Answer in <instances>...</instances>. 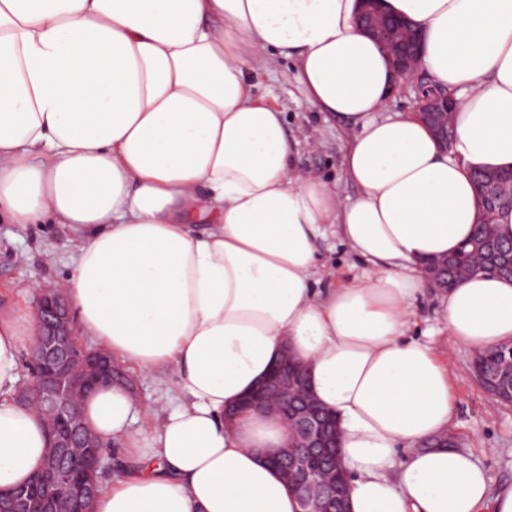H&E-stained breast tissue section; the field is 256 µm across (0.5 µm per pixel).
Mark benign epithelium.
<instances>
[{
    "mask_svg": "<svg viewBox=\"0 0 512 512\" xmlns=\"http://www.w3.org/2000/svg\"><path fill=\"white\" fill-rule=\"evenodd\" d=\"M360 25L387 51L399 81L411 79L419 68L421 31L410 25L390 23L382 0H364ZM455 100L446 94L418 98L417 117L434 137L448 147V128ZM487 207L482 221L494 216L495 202L512 200V177L497 172L482 175ZM478 253H462L453 262L456 279L480 271H497L496 248L477 245ZM430 287L448 290V259L422 267ZM38 341L29 348L28 385L16 396L24 407L38 410L50 427L51 440L39 479L43 494L36 498L30 485L0 489V512H90L98 495L103 467L98 448L102 443L82 418V400L102 386L113 384L117 362L104 350L79 342L74 318L64 296L55 288L41 291L35 306ZM498 361L492 371L476 372L489 394L512 404V344L496 349ZM303 364L284 354L270 373L242 401L224 412L232 420L247 412H267L288 423V445L276 449L267 461L278 468L296 493L302 512H346L349 477L338 459L335 417L317 402L306 384Z\"/></svg>",
    "mask_w": 512,
    "mask_h": 512,
    "instance_id": "1",
    "label": "benign epithelium"
}]
</instances>
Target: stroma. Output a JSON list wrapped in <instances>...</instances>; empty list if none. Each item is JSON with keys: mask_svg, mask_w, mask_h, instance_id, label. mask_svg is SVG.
Listing matches in <instances>:
<instances>
[{"mask_svg": "<svg viewBox=\"0 0 512 512\" xmlns=\"http://www.w3.org/2000/svg\"><path fill=\"white\" fill-rule=\"evenodd\" d=\"M251 82L257 98L284 109L288 136L298 143L299 164L335 184L342 198H355L359 190L346 180L340 167L355 128L308 102L291 61L279 59L270 67L252 70ZM319 252L326 266L322 287L352 279L367 268L338 237L321 241ZM74 255V238L66 225L1 222L0 308H34L41 289L71 271ZM442 303L439 290L426 289L413 304L411 333L426 338L436 353L452 355L455 409L451 432L458 444L473 450L491 486L512 483V405L500 402L477 383L470 350L449 348L439 321ZM122 377L133 391L140 422L150 419L152 409L176 398L171 372L147 375L128 366Z\"/></svg>", "mask_w": 512, "mask_h": 512, "instance_id": "35a3bbf8", "label": "stroma"}]
</instances>
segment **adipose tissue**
Returning a JSON list of instances; mask_svg holds the SVG:
<instances>
[{
	"mask_svg": "<svg viewBox=\"0 0 512 512\" xmlns=\"http://www.w3.org/2000/svg\"><path fill=\"white\" fill-rule=\"evenodd\" d=\"M362 0H0V219L68 225L58 280L76 332L141 373L174 371L178 406L132 429L125 387L84 417L133 465L92 512H301L264 452L284 421L224 411L283 350L339 427L347 512H512L453 424L450 362L410 333L422 263L455 253L479 219L471 173L512 169V0H385L423 32L420 66L459 101L441 147L417 118L385 116L397 80L357 25ZM293 61L308 101L358 129L345 201L302 170L283 111L255 97L256 64ZM369 268L319 287L318 242ZM448 341L512 342V280L475 274L445 294ZM27 309L0 314V488L47 449L14 400Z\"/></svg>",
	"mask_w": 512,
	"mask_h": 512,
	"instance_id": "adipose-tissue-1",
	"label": "adipose tissue"
}]
</instances>
